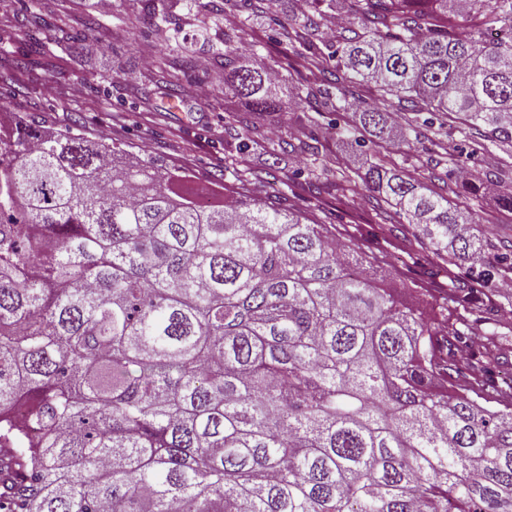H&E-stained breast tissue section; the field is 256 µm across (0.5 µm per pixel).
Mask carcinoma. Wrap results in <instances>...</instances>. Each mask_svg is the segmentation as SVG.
I'll use <instances>...</instances> for the list:
<instances>
[{"instance_id":"obj_1","label":"carcinoma","mask_w":512,"mask_h":512,"mask_svg":"<svg viewBox=\"0 0 512 512\" xmlns=\"http://www.w3.org/2000/svg\"><path fill=\"white\" fill-rule=\"evenodd\" d=\"M281 38L336 97L294 94L224 36V95L248 112L349 105L462 114L478 146L512 140V0H356L312 52L310 0ZM80 134L0 129V512H512V384L494 337L457 307L512 276L471 213L382 159L362 183L448 271L432 319L400 301L385 257L325 225L228 198Z\"/></svg>"}]
</instances>
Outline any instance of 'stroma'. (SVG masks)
<instances>
[{
  "label": "stroma",
  "instance_id": "obj_1",
  "mask_svg": "<svg viewBox=\"0 0 512 512\" xmlns=\"http://www.w3.org/2000/svg\"><path fill=\"white\" fill-rule=\"evenodd\" d=\"M292 12V0H276L273 10L252 16L235 8L230 25L220 13L188 12L186 0H172L165 20L144 9L141 0H116L106 14L97 0H0V122L23 119L49 133L72 129L124 150L131 161L152 159L185 173L189 192L220 196L228 189L244 190L299 211L336 228L360 254L386 253L393 260L394 286L406 289L408 300L438 309L440 290L450 282L446 268L393 225L378 223L364 187L317 195L304 180L382 157L421 178L460 167L469 181L449 188L450 201L474 213L495 243H506L512 241V213L503 210L501 199L512 191V142L495 141L477 151L464 135L461 116L449 115L441 128L431 113L394 106L389 118L414 149L388 142L372 150L358 147L351 108L329 113L308 106L228 124L229 112L239 105L225 97L224 67L212 52L225 35L245 34L287 87L314 85V74L280 43L277 22ZM38 17L51 22V29L36 26ZM84 35L97 41V61L84 58ZM196 41L202 44L198 67L189 70L180 62L181 50ZM35 42L44 67L15 69L14 61ZM131 72L137 76L133 84L126 79ZM206 82L213 92L198 100L193 90ZM175 84L186 93L173 105L167 91ZM73 87L81 89L79 98L69 97Z\"/></svg>",
  "mask_w": 512,
  "mask_h": 512
}]
</instances>
